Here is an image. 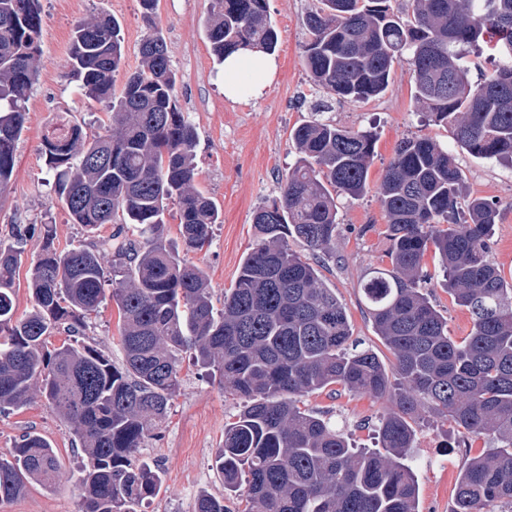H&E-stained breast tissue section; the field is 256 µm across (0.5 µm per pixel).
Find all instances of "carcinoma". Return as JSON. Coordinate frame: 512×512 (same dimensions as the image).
Returning a JSON list of instances; mask_svg holds the SVG:
<instances>
[{
    "instance_id": "1",
    "label": "carcinoma",
    "mask_w": 512,
    "mask_h": 512,
    "mask_svg": "<svg viewBox=\"0 0 512 512\" xmlns=\"http://www.w3.org/2000/svg\"><path fill=\"white\" fill-rule=\"evenodd\" d=\"M140 3L150 32L117 95L119 22L94 17L73 29L70 74L107 104L108 128L89 137L61 119L43 138L56 198L73 223L115 230L64 252L50 224H17L10 242L0 240V413L44 399L81 447L80 512H137L163 483L162 470L137 452L167 420L188 352L244 400L215 457L224 495L242 493L244 512H419L414 423L425 409L451 420L462 443L488 438L457 479L456 512L512 505V282L491 258L497 211L469 193L454 152L407 137L377 189L389 266L367 268L360 288L392 360L353 336L317 265L288 245L336 256L337 199L366 192L376 135L323 113L333 100L380 96L403 60L430 121L448 127L469 155L512 167V81L500 80L512 76V0H412L405 17L388 0H314L303 58L324 97L309 105L314 118L290 132L298 160L281 195L256 210V241L220 308L205 270L183 256L209 246L219 212L194 185L197 134L176 104L178 76L153 21L157 0ZM205 32L219 61L243 48L271 53L277 43L267 0H210ZM41 35L39 0H0V194L13 178L26 100L41 72ZM486 51L504 58L473 83L470 56ZM170 218L180 248L167 240ZM37 230L31 309L17 318L15 276ZM430 253L448 294L471 315L460 342L422 288ZM108 299L123 318L119 367L85 341L91 315ZM61 332L62 344L49 348ZM335 386L391 399L377 424L381 450L354 448L326 415L299 406ZM59 477L51 442L27 431L0 455V501ZM195 512L228 510L224 499L202 494Z\"/></svg>"
}]
</instances>
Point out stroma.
I'll list each match as a JSON object with an SVG mask.
<instances>
[{
	"mask_svg": "<svg viewBox=\"0 0 512 512\" xmlns=\"http://www.w3.org/2000/svg\"><path fill=\"white\" fill-rule=\"evenodd\" d=\"M313 0H268V14L278 32L274 52L277 72L259 97L231 101L224 96V72L210 51L204 20L209 0H159L156 29L164 37L177 70V101L197 133L195 185L219 206L220 222L213 227L208 249L191 254V261L208 273L215 303L236 280L242 257L255 242L253 216L259 206L279 197L282 182L298 155L289 133L310 119V101L319 93L305 66L302 45L307 37L304 18ZM44 66L27 102L25 129L15 151L14 177L0 195V239H8L15 224H50L55 246L66 251L90 240L92 233L72 223L55 200L53 178L42 157V138L58 117L81 125L87 134L99 133L107 119V105L86 98L66 68L71 35L77 22L103 15L120 22L125 39V63L115 76L122 89L127 74L139 65V45L148 32L139 0H40ZM414 84L406 65H397L388 89L363 103H334L331 119L353 129L377 133L376 154L369 170L368 189L357 199L340 198L336 259L322 270L328 287L345 305L353 332L378 354L386 349L365 314L359 283L366 268L379 265L387 248L384 212L377 187L401 139L429 137L449 144L448 127L428 123L414 103ZM458 165L472 194L493 202L498 221L492 230V257L507 281H512V168L458 151ZM432 276L431 299L448 320V334L462 340L471 316L457 306L444 286L434 260H427ZM119 313L106 301L93 315L86 340L114 363H121L117 346ZM182 384L171 402L169 416L157 438L146 442L143 459L165 472L161 491L146 512H195L204 493L224 497L230 512H243L240 497L225 498L224 485L213 467L224 444V427L233 422L241 401L205 375L191 356L181 362ZM306 408L327 411L343 424L356 443L372 444L367 417L389 409L387 400L347 391L303 397ZM45 435L57 450L63 476L53 488L31 484L20 496L0 502V512H78L80 491L72 475L80 460L67 427L45 401L0 414V452L12 448L26 430ZM415 475L419 484V512H454V486L460 471L484 448L481 439L470 447L458 445L450 425L431 414L418 421Z\"/></svg>",
	"mask_w": 512,
	"mask_h": 512,
	"instance_id": "stroma-1",
	"label": "stroma"
}]
</instances>
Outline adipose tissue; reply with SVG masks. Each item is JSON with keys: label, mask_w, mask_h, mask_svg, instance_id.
<instances>
[{"label": "adipose tissue", "mask_w": 512, "mask_h": 512, "mask_svg": "<svg viewBox=\"0 0 512 512\" xmlns=\"http://www.w3.org/2000/svg\"><path fill=\"white\" fill-rule=\"evenodd\" d=\"M224 95L237 100L260 94L262 80L271 78L276 62L271 55L250 50H240L224 60Z\"/></svg>", "instance_id": "adipose-tissue-1"}]
</instances>
